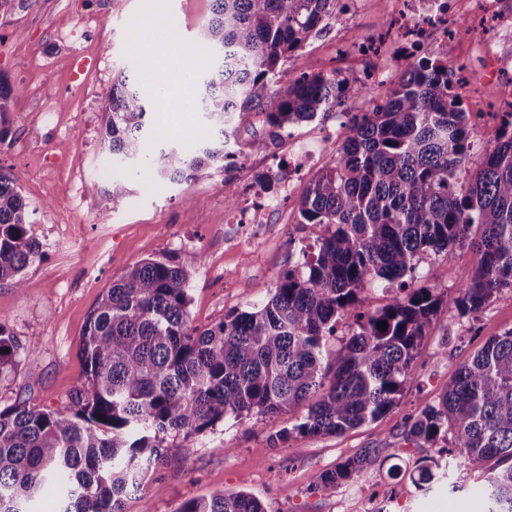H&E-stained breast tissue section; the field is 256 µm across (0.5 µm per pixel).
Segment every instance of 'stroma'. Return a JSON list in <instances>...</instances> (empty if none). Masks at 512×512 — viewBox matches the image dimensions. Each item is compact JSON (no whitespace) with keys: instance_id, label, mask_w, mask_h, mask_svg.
<instances>
[{"instance_id":"1","label":"stroma","mask_w":512,"mask_h":512,"mask_svg":"<svg viewBox=\"0 0 512 512\" xmlns=\"http://www.w3.org/2000/svg\"><path fill=\"white\" fill-rule=\"evenodd\" d=\"M211 0H7L0 5V78L19 95L10 103L0 136V174L7 176L29 205L31 230L42 257L30 265L23 289L0 285V315L20 342L39 350L20 357L15 371L0 381V409L16 402L68 414L70 397L82 389L84 364L79 342L89 316L106 289L136 262L162 255L177 258L190 274L189 311L194 325L214 324L235 310L261 303L278 272L301 251H313L322 227L302 223L298 204L310 181L335 157L336 129L344 113L366 111L365 98L347 100L336 114L280 132L275 149L244 151L236 167L212 168L197 180L173 183L150 171L114 162L109 175H97L105 158V96L113 77L125 73L143 80L140 53L131 30L136 20H170L196 63L200 27ZM387 0H355L348 25L328 23L301 52L280 66L279 84L301 72L322 69L353 78L366 68H381L376 85L384 97L406 71L388 67L395 55L365 59L354 45L385 30ZM434 55L460 63L468 110L484 103L486 90L512 99V29L492 39L467 33L447 47L426 44L416 58ZM160 112L150 113V144L186 148L215 137L201 113L187 112L192 134H171ZM326 142L322 158L305 170L291 197L269 210L264 236L255 245H230L224 210L244 202L243 177L288 165V144L312 133ZM126 178L129 193L119 204L106 195L110 176ZM475 260L466 249L423 261L419 285L455 291L472 273ZM512 329V299L488 303L472 319L441 310L421 346V356L403 385L398 405L379 420L344 435H296L280 446L270 436L290 427L294 414L262 422L255 417L225 419L201 434H171L169 451L141 493L128 496L125 512H177L186 500L214 492L245 491L268 512H484L478 489L483 474L460 464L442 469L431 488L417 482L423 458L440 457L448 445H417L405 434V417L434 402L449 376L488 338ZM365 448L381 458L366 478L310 492L313 474L334 468Z\"/></svg>"}]
</instances>
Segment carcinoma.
I'll use <instances>...</instances> for the list:
<instances>
[{
    "label": "carcinoma",
    "mask_w": 512,
    "mask_h": 512,
    "mask_svg": "<svg viewBox=\"0 0 512 512\" xmlns=\"http://www.w3.org/2000/svg\"><path fill=\"white\" fill-rule=\"evenodd\" d=\"M202 31L206 64L192 107L219 138L187 151H156L142 135L165 101L149 99L125 73L113 77L104 112V144L124 163L139 161L171 182L199 177L231 157L236 113L264 117L275 144L291 124L326 117L345 96L368 90L333 74L302 73L278 85L279 65L302 50L333 14L336 0H211ZM332 160L310 183L298 211L304 224L330 228L315 253H302L278 275L264 302L208 328L192 325L187 270L173 256L141 260L112 281L81 341L85 388L69 415L19 402L0 409V512H33L48 483L61 490L60 512H123L167 455L172 433L200 434L219 421L305 414L275 443L293 435H342L388 414L441 307L460 318L493 299H512V112L469 175L474 127L448 65L433 57L411 66L383 103L353 115ZM28 204L0 175V284L23 289V272L41 258L29 234ZM467 248L473 273L452 294L414 287L419 264ZM396 286L381 306L364 293ZM354 328L331 354L341 319ZM386 322L380 330L378 323ZM21 344L0 316V381ZM407 436L435 443L453 434L458 456L488 471L479 489L486 512H512V329L488 338L460 363L446 390L406 417ZM380 449L365 448L312 476L315 490L352 483L375 468ZM440 463L420 466L428 486ZM177 512H267L254 496L216 493Z\"/></svg>",
    "instance_id": "carcinoma-1"
}]
</instances>
